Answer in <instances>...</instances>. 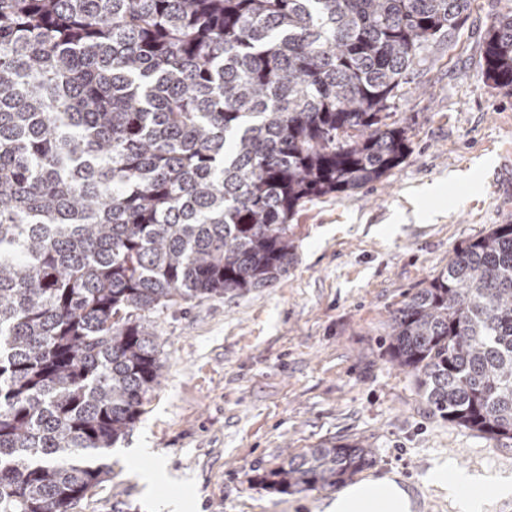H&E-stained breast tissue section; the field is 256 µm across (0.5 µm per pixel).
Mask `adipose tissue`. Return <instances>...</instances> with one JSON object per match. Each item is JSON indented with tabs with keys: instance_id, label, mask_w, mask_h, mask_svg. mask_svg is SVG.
<instances>
[{
	"instance_id": "obj_1",
	"label": "adipose tissue",
	"mask_w": 512,
	"mask_h": 512,
	"mask_svg": "<svg viewBox=\"0 0 512 512\" xmlns=\"http://www.w3.org/2000/svg\"><path fill=\"white\" fill-rule=\"evenodd\" d=\"M427 481L444 491L449 499L460 500L462 512H487L489 497L485 480L473 473L443 464L433 468ZM323 512H415L410 491L387 474L347 486L335 499L326 501Z\"/></svg>"
}]
</instances>
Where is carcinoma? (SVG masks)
<instances>
[{"label": "carcinoma", "mask_w": 512, "mask_h": 512, "mask_svg": "<svg viewBox=\"0 0 512 512\" xmlns=\"http://www.w3.org/2000/svg\"><path fill=\"white\" fill-rule=\"evenodd\" d=\"M473 0H0V512H74L161 377L146 314L265 288L305 202L377 182L407 74ZM488 80L512 88V7ZM390 361L441 417L512 439V223L395 309ZM308 448L263 474L334 490Z\"/></svg>", "instance_id": "1"}]
</instances>
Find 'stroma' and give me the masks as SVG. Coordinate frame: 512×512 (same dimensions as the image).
<instances>
[{"label": "stroma", "instance_id": "1", "mask_svg": "<svg viewBox=\"0 0 512 512\" xmlns=\"http://www.w3.org/2000/svg\"><path fill=\"white\" fill-rule=\"evenodd\" d=\"M507 0H474L449 40L426 50L393 116L408 131L380 181L306 202L294 257L271 286L181 302L149 316L160 384L75 512H317L331 490L259 482L290 454L371 448L361 479L402 477L418 512H460L427 473L448 463L512 482V440L448 422L388 354L391 313L456 249L512 221V90L481 54Z\"/></svg>", "mask_w": 512, "mask_h": 512}]
</instances>
